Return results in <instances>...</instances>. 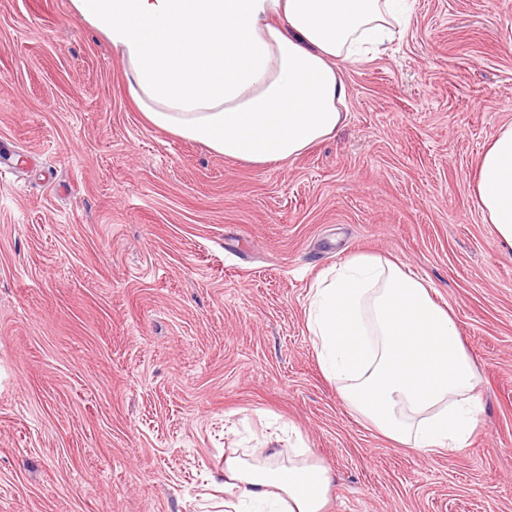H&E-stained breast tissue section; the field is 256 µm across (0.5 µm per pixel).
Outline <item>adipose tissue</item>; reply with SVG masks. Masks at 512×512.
I'll return each mask as SVG.
<instances>
[{"mask_svg":"<svg viewBox=\"0 0 512 512\" xmlns=\"http://www.w3.org/2000/svg\"><path fill=\"white\" fill-rule=\"evenodd\" d=\"M123 61L156 128L257 165L297 157L345 121L344 64L403 32L409 0H70ZM478 206L512 248V122L482 154ZM324 375L392 441L465 447L479 423L476 365L449 307L398 262L354 255L310 290ZM334 477L303 448L224 461L226 512H326Z\"/></svg>","mask_w":512,"mask_h":512,"instance_id":"1","label":"adipose tissue"}]
</instances>
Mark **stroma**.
Segmentation results:
<instances>
[{
	"instance_id": "1",
	"label": "stroma",
	"mask_w": 512,
	"mask_h": 512,
	"mask_svg": "<svg viewBox=\"0 0 512 512\" xmlns=\"http://www.w3.org/2000/svg\"><path fill=\"white\" fill-rule=\"evenodd\" d=\"M347 118L276 166L152 126L70 0H0V512H224V460L304 444L327 512H512V250L475 197L512 121V0H413ZM393 259L480 375L466 447L380 434L322 374L323 271Z\"/></svg>"
}]
</instances>
